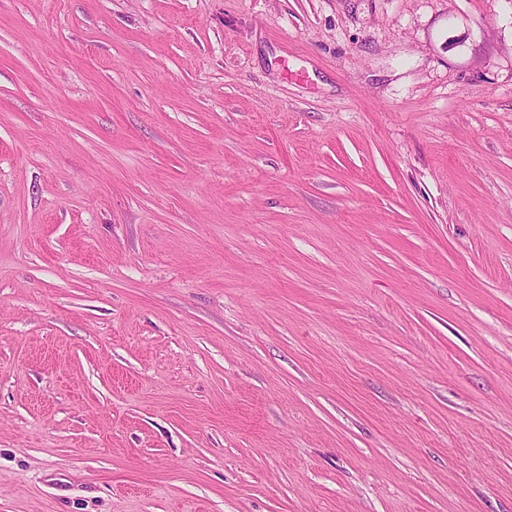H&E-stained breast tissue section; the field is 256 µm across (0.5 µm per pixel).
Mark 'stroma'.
Masks as SVG:
<instances>
[{
  "label": "stroma",
  "instance_id": "stroma-1",
  "mask_svg": "<svg viewBox=\"0 0 512 512\" xmlns=\"http://www.w3.org/2000/svg\"><path fill=\"white\" fill-rule=\"evenodd\" d=\"M0 512H512V0H0Z\"/></svg>",
  "mask_w": 512,
  "mask_h": 512
}]
</instances>
